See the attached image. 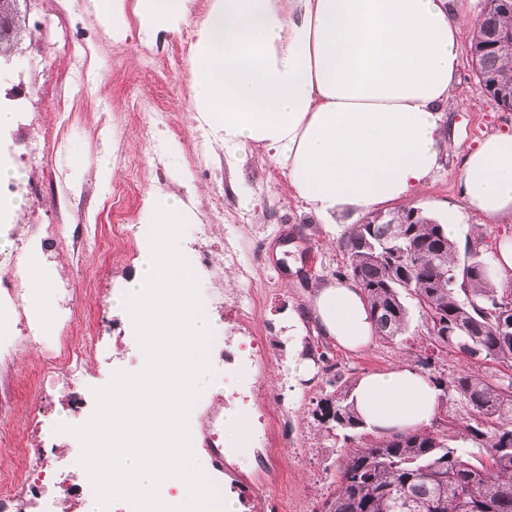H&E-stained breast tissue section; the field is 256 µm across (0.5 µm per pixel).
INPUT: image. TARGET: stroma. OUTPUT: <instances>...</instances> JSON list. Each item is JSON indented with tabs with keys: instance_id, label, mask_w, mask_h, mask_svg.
Segmentation results:
<instances>
[{
	"instance_id": "obj_1",
	"label": "stroma",
	"mask_w": 512,
	"mask_h": 512,
	"mask_svg": "<svg viewBox=\"0 0 512 512\" xmlns=\"http://www.w3.org/2000/svg\"><path fill=\"white\" fill-rule=\"evenodd\" d=\"M125 3V33L119 38L100 24L92 0H42L38 10L21 5L16 54L26 53L32 38L44 44L38 83L24 94L32 111L67 112L71 118L61 127L17 119L0 129V140L13 156L14 182L21 187L13 198L20 219L17 233L0 235V252L16 249L18 236L29 231L32 198L23 190L27 184L41 189L52 206V223L61 225L66 237L96 239V246L86 250L50 252L43 270L50 282L72 281L77 318L89 321L94 335L101 338L87 367L90 380L100 388L109 383L113 371L136 372L144 365L142 353H127L130 323L124 312L112 306L113 298L135 278L143 250L138 247L123 255L109 251L112 225L138 223L148 198L181 193L196 216L195 225L185 231L188 242L196 240V224L210 225L212 236L233 240L239 266L251 270L246 280L238 266L221 263L200 284L201 292L216 300L209 318L218 333L255 341L248 368L230 377L222 361L212 360L213 372L202 378L201 389L211 400L223 399L225 389L247 391L256 385L268 395H281L288 401V441L305 450L298 456L279 448L260 462L246 454L239 471L231 474L212 469L208 449H195L196 460L213 483L223 485L225 498L234 499L240 512H304L310 503L322 502L335 477L336 443L312 416L334 374L354 383L366 373L414 365L420 353L431 357L434 373L451 376L460 370L463 357L432 345L421 334L415 316L396 341L376 337L358 350L343 349L321 332L313 316L314 298L319 288L339 276L343 253L337 240L343 224L322 223L291 194L285 171L272 161H260L256 149H246L238 159L227 157L220 144L204 157L196 151L189 53L181 37L186 30L198 29L211 0H193L191 18L157 36V43L167 51V64L149 81L141 67L144 36L135 14L136 0ZM81 45L90 52V75L97 90L93 101L79 97L70 77L69 49ZM456 91L459 103L452 117L456 141L449 144L441 168L409 203L442 221L449 211H456L457 245L465 246L480 230L492 248L499 238L512 236V223L488 226L480 214L466 208L457 152L489 132L512 133V112L502 111L477 91L466 49L460 53ZM141 92L154 94L163 105L172 129L168 139H158L153 129L137 124L132 98ZM39 148L44 149L47 163L36 158ZM126 155L134 158V168L124 166ZM105 165L112 170L106 180L98 176ZM58 172L65 177L60 186L54 182ZM180 175L192 183L191 192H181L176 181ZM242 289L260 298L249 320L241 317L236 302ZM45 352L39 344L15 347V398L0 408V473L16 468L22 458L52 449L61 457L81 452L76 438L50 434L47 420L84 424L91 408L87 395L50 393L43 414L31 407ZM320 355L328 358L329 368L312 366L311 357ZM262 464L284 470L283 480L265 494L247 478Z\"/></svg>"
}]
</instances>
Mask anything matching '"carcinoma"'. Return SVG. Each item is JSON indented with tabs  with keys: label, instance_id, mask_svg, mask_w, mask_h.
Returning a JSON list of instances; mask_svg holds the SVG:
<instances>
[{
	"label": "carcinoma",
	"instance_id": "carcinoma-1",
	"mask_svg": "<svg viewBox=\"0 0 512 512\" xmlns=\"http://www.w3.org/2000/svg\"><path fill=\"white\" fill-rule=\"evenodd\" d=\"M485 0L482 22L473 32V71L492 74L496 91L512 92V57L491 49V37L512 29V9ZM403 221L392 225V237L410 256L407 275L382 255L377 237L384 225L378 215L344 230L339 247L345 272L361 285L362 295L383 332L393 341L405 331L410 312L403 296L415 301L429 340L466 357L458 376L429 379L453 392L469 407L463 424L474 448H453L448 435L420 428L347 450L363 436L365 425L354 407L352 387L336 374L332 390L317 401L319 425L341 439L336 488L320 512H512V382L496 385L472 370L482 361L512 363V289L492 280L483 258V235L459 253L445 225L401 209Z\"/></svg>",
	"mask_w": 512,
	"mask_h": 512
}]
</instances>
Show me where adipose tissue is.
<instances>
[{"instance_id": "obj_1", "label": "adipose tissue", "mask_w": 512, "mask_h": 512, "mask_svg": "<svg viewBox=\"0 0 512 512\" xmlns=\"http://www.w3.org/2000/svg\"><path fill=\"white\" fill-rule=\"evenodd\" d=\"M190 0H137L144 36L186 18ZM477 24L463 0H213L191 49V110L224 152L260 147L318 216L359 214L415 195L454 128L455 76ZM462 196L487 223H512V133L460 150ZM322 331L367 346L373 317L346 279L320 289ZM441 391L401 366L363 375L355 410L370 430L408 433Z\"/></svg>"}]
</instances>
